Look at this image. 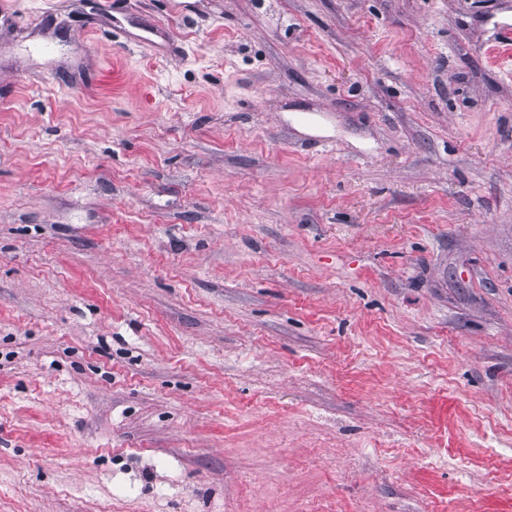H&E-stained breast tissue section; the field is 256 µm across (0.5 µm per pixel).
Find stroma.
<instances>
[{
    "label": "stroma",
    "mask_w": 512,
    "mask_h": 512,
    "mask_svg": "<svg viewBox=\"0 0 512 512\" xmlns=\"http://www.w3.org/2000/svg\"><path fill=\"white\" fill-rule=\"evenodd\" d=\"M512 0H0V512H512Z\"/></svg>",
    "instance_id": "1"
}]
</instances>
